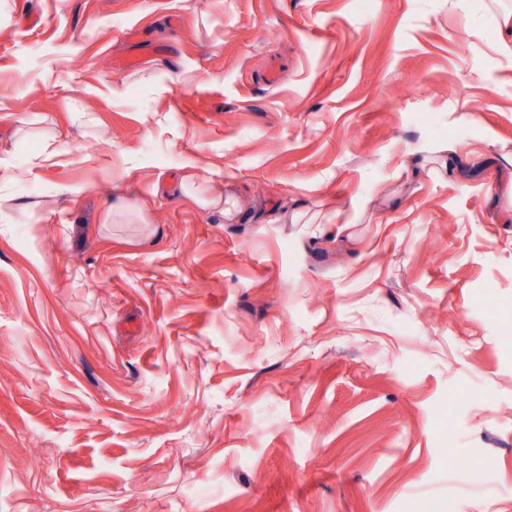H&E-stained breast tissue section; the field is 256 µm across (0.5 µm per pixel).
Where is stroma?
I'll return each mask as SVG.
<instances>
[{
  "instance_id": "1",
  "label": "stroma",
  "mask_w": 512,
  "mask_h": 512,
  "mask_svg": "<svg viewBox=\"0 0 512 512\" xmlns=\"http://www.w3.org/2000/svg\"><path fill=\"white\" fill-rule=\"evenodd\" d=\"M484 2L0 0V512H512ZM198 181L200 182L197 177L192 175L182 176L177 183V189L202 207H219L227 218H232L237 213L239 202L234 195L207 196L197 193L193 191V187L196 186Z\"/></svg>"
}]
</instances>
